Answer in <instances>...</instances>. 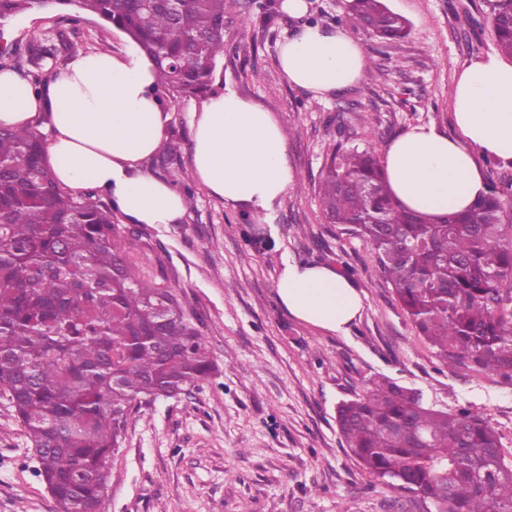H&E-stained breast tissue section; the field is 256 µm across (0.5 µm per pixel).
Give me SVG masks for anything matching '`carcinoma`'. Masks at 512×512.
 I'll list each match as a JSON object with an SVG mask.
<instances>
[{
  "label": "carcinoma",
  "instance_id": "carcinoma-1",
  "mask_svg": "<svg viewBox=\"0 0 512 512\" xmlns=\"http://www.w3.org/2000/svg\"><path fill=\"white\" fill-rule=\"evenodd\" d=\"M226 0H0V23L70 8L125 33L174 102L206 93L228 51ZM512 58V0H484ZM344 23L385 39L408 25L383 0H351ZM70 43L28 49L34 81ZM328 224L365 241L419 337L453 372L512 380V178L463 212L424 216L390 194L377 146L339 149L321 180ZM113 206L60 187L31 129L0 128V397L15 412L55 512H102L131 410L183 394L216 364L182 295L134 271ZM350 455L435 512H512V451L482 415L448 413L386 377L342 401Z\"/></svg>",
  "mask_w": 512,
  "mask_h": 512
}]
</instances>
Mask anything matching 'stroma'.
Masks as SVG:
<instances>
[{
	"mask_svg": "<svg viewBox=\"0 0 512 512\" xmlns=\"http://www.w3.org/2000/svg\"><path fill=\"white\" fill-rule=\"evenodd\" d=\"M385 3L409 21L408 35L385 40L355 30L366 45L364 81L318 101L289 83L278 62L299 20L282 11L269 19L251 0H227L232 48L211 90L269 108L283 129L295 180L271 212L224 205L193 179L189 114L203 100L169 104L166 136L180 147L170 168L193 205L178 224H129L119 213L114 221L139 276L187 295L216 369L191 394L131 412L103 512H428L379 484L344 449L336 405L378 376L422 391L434 408L483 413L512 448V380L449 371L417 336L370 247L322 216L318 184L337 145L362 147L371 136L382 147L420 125L456 134L449 94L457 75L467 60L497 50L483 0ZM56 30L79 52L119 54L131 45L90 15L26 14L0 29L19 76L28 74V45ZM288 259L349 275L364 307L348 331L282 309L276 280ZM36 466L0 399V512H55Z\"/></svg>",
	"mask_w": 512,
	"mask_h": 512,
	"instance_id": "obj_1",
	"label": "stroma"
}]
</instances>
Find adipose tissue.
<instances>
[{"label":"adipose tissue","instance_id":"1","mask_svg":"<svg viewBox=\"0 0 512 512\" xmlns=\"http://www.w3.org/2000/svg\"><path fill=\"white\" fill-rule=\"evenodd\" d=\"M282 8L301 21L278 50L291 84L320 99L362 81L361 41L305 23L306 0H284ZM451 96L455 135L416 126L383 149L390 191L407 210L464 211L485 188L478 156L512 161V65L490 53L472 58ZM40 115L59 183L101 191L133 224L183 219V193L143 166L160 149L170 120L152 58L136 48L122 55L79 52L40 91L13 71L0 72V126L31 128ZM190 126L192 173L213 196L260 212L287 193L294 179L287 142L269 109L229 90L191 112ZM276 291L291 316L334 333L346 331L364 307L354 284L329 264L284 263Z\"/></svg>","mask_w":512,"mask_h":512}]
</instances>
